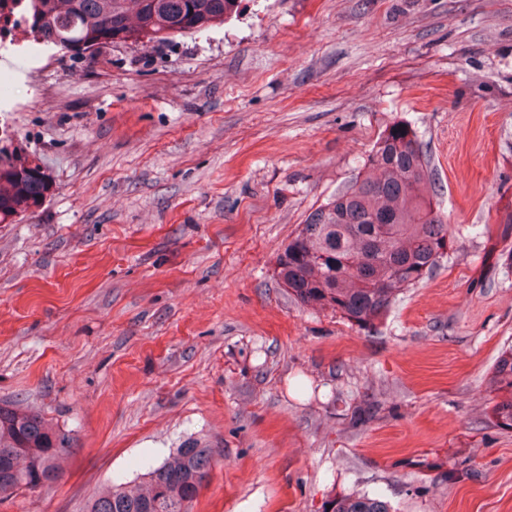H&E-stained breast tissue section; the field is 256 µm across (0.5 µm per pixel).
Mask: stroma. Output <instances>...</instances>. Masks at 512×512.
Segmentation results:
<instances>
[{
  "label": "stroma",
  "mask_w": 512,
  "mask_h": 512,
  "mask_svg": "<svg viewBox=\"0 0 512 512\" xmlns=\"http://www.w3.org/2000/svg\"><path fill=\"white\" fill-rule=\"evenodd\" d=\"M18 76L0 141L52 187L0 222V402L71 432L0 512H84L187 438L191 512H512L488 379L512 344V0H237L223 25ZM456 249L363 329L303 308L277 253L396 122ZM327 512H391L388 501L368 495H347L332 500Z\"/></svg>",
  "instance_id": "35a3bbf8"
}]
</instances>
